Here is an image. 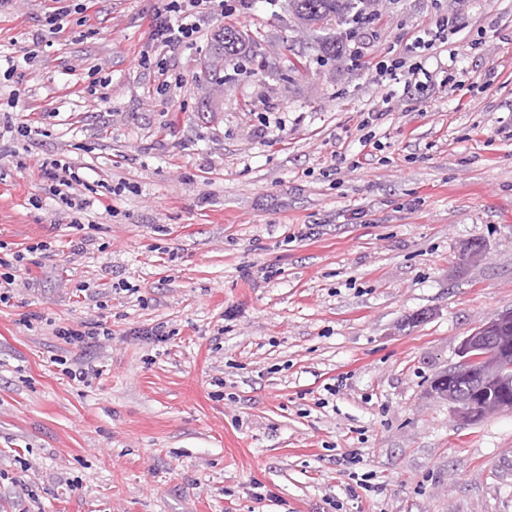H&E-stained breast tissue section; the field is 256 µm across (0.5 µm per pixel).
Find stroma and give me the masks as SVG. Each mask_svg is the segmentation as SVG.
<instances>
[{
	"label": "stroma",
	"instance_id": "1",
	"mask_svg": "<svg viewBox=\"0 0 512 512\" xmlns=\"http://www.w3.org/2000/svg\"><path fill=\"white\" fill-rule=\"evenodd\" d=\"M80 2L0 7V246L47 244L0 303V512H512V414L431 392L512 311V0H370L357 29L211 0L147 69L163 0ZM446 14L467 51L426 66L457 89L385 81ZM230 22L256 42L216 90ZM42 154L90 208L61 212ZM92 320L97 343L55 334Z\"/></svg>",
	"mask_w": 512,
	"mask_h": 512
}]
</instances>
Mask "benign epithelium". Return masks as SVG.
<instances>
[{"label": "benign epithelium", "mask_w": 512, "mask_h": 512, "mask_svg": "<svg viewBox=\"0 0 512 512\" xmlns=\"http://www.w3.org/2000/svg\"><path fill=\"white\" fill-rule=\"evenodd\" d=\"M510 326L512 312L501 314L460 343V361L445 376L468 382L470 396L461 398L452 391L442 395L453 405L454 416L459 420L473 424L487 407L512 411V336L502 333Z\"/></svg>", "instance_id": "benign-epithelium-1"}]
</instances>
